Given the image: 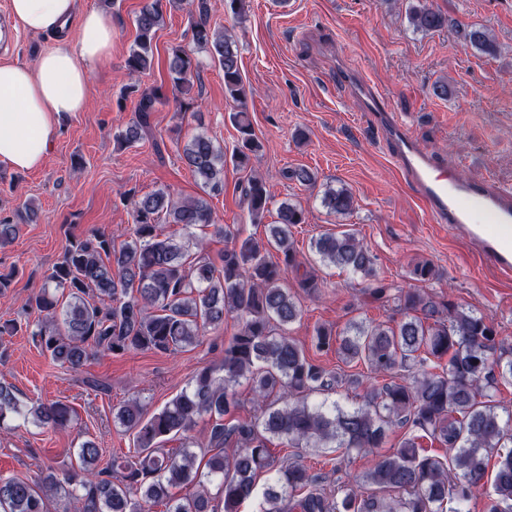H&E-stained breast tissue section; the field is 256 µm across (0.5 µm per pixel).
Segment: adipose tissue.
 Wrapping results in <instances>:
<instances>
[{"label":"adipose tissue","mask_w":512,"mask_h":512,"mask_svg":"<svg viewBox=\"0 0 512 512\" xmlns=\"http://www.w3.org/2000/svg\"><path fill=\"white\" fill-rule=\"evenodd\" d=\"M14 28L63 33L34 66L0 64V162L20 171L45 160L56 120L86 106L89 75L112 56V20L78 0H10Z\"/></svg>","instance_id":"adipose-tissue-1"}]
</instances>
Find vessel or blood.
Returning a JSON list of instances; mask_svg holds the SVG:
<instances>
[{"label": "vessel or blood", "mask_w": 512, "mask_h": 512, "mask_svg": "<svg viewBox=\"0 0 512 512\" xmlns=\"http://www.w3.org/2000/svg\"><path fill=\"white\" fill-rule=\"evenodd\" d=\"M372 107L384 115L392 154L403 177L417 190L429 218L464 235L501 274L512 275V188L462 181L423 152L382 100Z\"/></svg>", "instance_id": "1"}]
</instances>
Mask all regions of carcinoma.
Wrapping results in <instances>:
<instances>
[{
	"label": "carcinoma",
	"mask_w": 512,
	"mask_h": 512,
	"mask_svg": "<svg viewBox=\"0 0 512 512\" xmlns=\"http://www.w3.org/2000/svg\"><path fill=\"white\" fill-rule=\"evenodd\" d=\"M195 14L193 40L224 72V98L231 106L240 141L231 154L203 133L182 146L181 159L203 189L224 191V166L245 168L261 144L247 115L235 41L209 23L208 0H188ZM406 19L419 33L440 31L448 16L416 0ZM164 24L160 0H149L135 15L136 36L126 60L132 73L149 70L157 31ZM457 38L482 53L498 46L475 25L456 24ZM173 90L188 96L199 61L181 45L167 49ZM135 119L117 135L127 146L151 136L150 115L168 101L161 86L132 85ZM180 96L174 101L183 104ZM251 223L269 214L270 194L257 176L241 187ZM129 236L117 238L88 229L70 241L63 256L29 299L39 314L33 323L0 322V335L26 332L50 361L77 369L99 354L130 351L172 352L196 345L208 331H219L234 317L238 330L224 344L216 370L197 371L187 388L161 410L148 413L139 399L114 412L115 421L133 436L134 455L97 468L102 449L82 441L73 452L75 465L63 478L48 466L31 478L0 477V512H48L47 501L63 503L62 512H240L261 496L260 512H467L477 495L484 512H512V418L502 419L493 392L512 384V348L497 338L483 315L451 299H433L417 289L391 287L375 278L374 258L350 229L327 232L311 248L324 262L360 275L366 293L381 305L392 301L404 317L396 324L351 322L345 334L318 327L312 345L318 352L336 349L346 363H364L370 373L390 381L372 389L357 406L311 398L334 388L336 376L288 336L287 326L299 315L295 295L281 285L283 274L300 267L292 228L305 222L302 207L282 202L268 225L267 242L235 238L213 259L204 253L197 230L214 223L202 197L175 200L163 189L128 197ZM322 204L346 215L354 198L344 188L328 187ZM37 212L25 204L0 219V249L10 245L21 225ZM175 224L178 241L163 232ZM277 252V260L267 256ZM250 384L257 413L237 415L234 387ZM209 418L204 443L191 437L197 421ZM9 417L32 420L42 429H64L74 420L73 407L61 402L21 406L13 385L0 382V424ZM404 428L398 446L381 453L389 432ZM282 440L289 448H321L375 455L373 466L356 484L329 493L323 476L301 459L278 457L269 444ZM178 439V448L164 444ZM437 441L445 459L425 453L422 440ZM199 451H194V448ZM497 457L488 476L489 458ZM217 483V491L209 485ZM193 487L184 496L176 490Z\"/></svg>",
	"instance_id": "1"
}]
</instances>
